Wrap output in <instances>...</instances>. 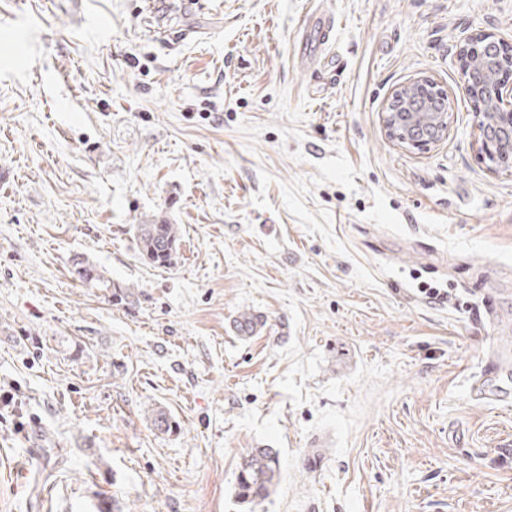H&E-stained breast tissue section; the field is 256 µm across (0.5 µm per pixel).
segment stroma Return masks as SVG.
Wrapping results in <instances>:
<instances>
[{
    "instance_id": "stroma-1",
    "label": "stroma",
    "mask_w": 512,
    "mask_h": 512,
    "mask_svg": "<svg viewBox=\"0 0 512 512\" xmlns=\"http://www.w3.org/2000/svg\"><path fill=\"white\" fill-rule=\"evenodd\" d=\"M223 2L167 41L187 0H0V512H512V406L467 392L512 337V171L455 56L512 42V0ZM317 9L320 73L295 62ZM424 76L448 134L409 149L380 116ZM156 217L166 268L133 237ZM77 254L132 300L83 287ZM252 448L280 480L241 503ZM134 238L142 259L157 267L171 265L178 242V228L167 221L154 220L149 224H136ZM280 477L279 458L270 448H252L240 457L235 479V497L242 503L265 500Z\"/></svg>"
}]
</instances>
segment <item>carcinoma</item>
Returning <instances> with one entry per match:
<instances>
[{
	"label": "carcinoma",
	"instance_id": "1",
	"mask_svg": "<svg viewBox=\"0 0 512 512\" xmlns=\"http://www.w3.org/2000/svg\"><path fill=\"white\" fill-rule=\"evenodd\" d=\"M134 238L142 259L157 267L172 264L178 242V228L166 220H154L134 227ZM71 273L83 285L128 299L130 286L112 281L106 271L89 260L72 258ZM280 477L279 458L270 448H252L240 457L235 479V497L243 503L262 501L270 496Z\"/></svg>",
	"mask_w": 512,
	"mask_h": 512
}]
</instances>
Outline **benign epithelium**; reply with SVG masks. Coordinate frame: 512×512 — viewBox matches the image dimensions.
<instances>
[{"label":"benign epithelium","instance_id":"7a95c632","mask_svg":"<svg viewBox=\"0 0 512 512\" xmlns=\"http://www.w3.org/2000/svg\"><path fill=\"white\" fill-rule=\"evenodd\" d=\"M496 39L490 31L480 30L459 44L457 62L463 75L458 92L473 102L478 112L494 114L492 122H483L482 150L495 167L512 169V84L498 76L497 70L512 60L511 55L502 59L486 61V66L477 71L469 69L468 63L485 54L489 40ZM436 87L435 80L424 77L394 90L391 100L400 105L413 101V96ZM382 125L390 138L412 147L426 146L438 141L441 131L449 125V113L431 112L426 121L417 123L414 113L385 111Z\"/></svg>","mask_w":512,"mask_h":512}]
</instances>
